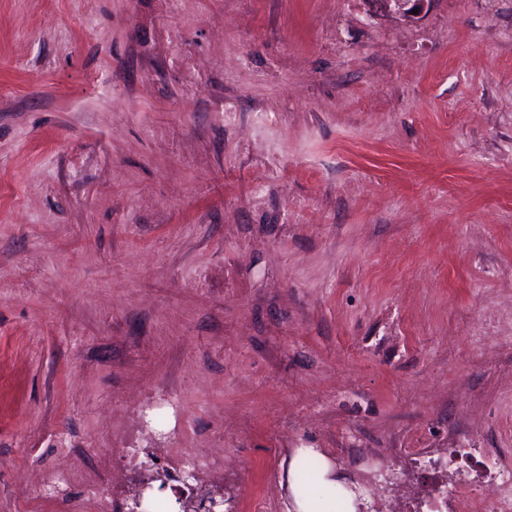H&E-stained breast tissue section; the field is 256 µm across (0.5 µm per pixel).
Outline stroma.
Returning a JSON list of instances; mask_svg holds the SVG:
<instances>
[{
  "instance_id": "1",
  "label": "stroma",
  "mask_w": 512,
  "mask_h": 512,
  "mask_svg": "<svg viewBox=\"0 0 512 512\" xmlns=\"http://www.w3.org/2000/svg\"><path fill=\"white\" fill-rule=\"evenodd\" d=\"M509 375L512 0H0V512L512 463ZM369 3L374 12L397 11L404 17H413L417 14H411V11L418 9V13L422 10L425 2L429 0H365ZM180 462L187 465L194 473V477L192 479L197 485H204L208 483L216 468L223 467L224 469V460L223 463H221L216 459H209L206 457L181 458ZM127 472L124 467L118 466L112 469V478L107 483V489L109 494L100 495L97 492L94 496H88L87 498L78 501H65L64 512H112V510H120L112 500V488L113 486H125L129 489V493L133 496L136 487H130L128 484ZM97 509V510H96Z\"/></svg>"
}]
</instances>
